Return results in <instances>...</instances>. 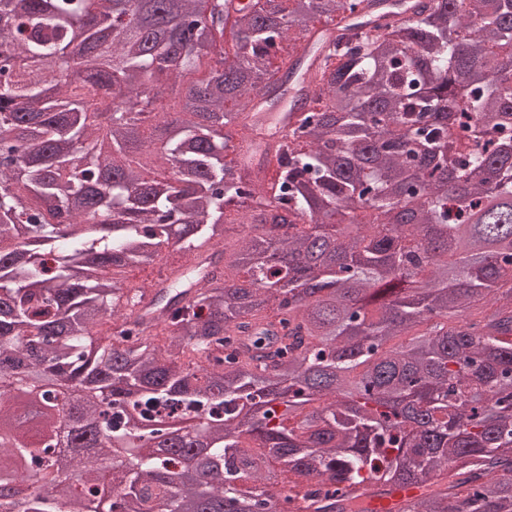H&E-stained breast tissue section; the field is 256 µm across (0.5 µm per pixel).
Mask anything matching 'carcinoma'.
Listing matches in <instances>:
<instances>
[{
	"label": "carcinoma",
	"mask_w": 512,
	"mask_h": 512,
	"mask_svg": "<svg viewBox=\"0 0 512 512\" xmlns=\"http://www.w3.org/2000/svg\"><path fill=\"white\" fill-rule=\"evenodd\" d=\"M510 65L512 0H0V512H512ZM420 493L418 488H404L394 491L388 497H373L368 500L370 510L374 512H395L404 503L414 499Z\"/></svg>",
	"instance_id": "1"
}]
</instances>
